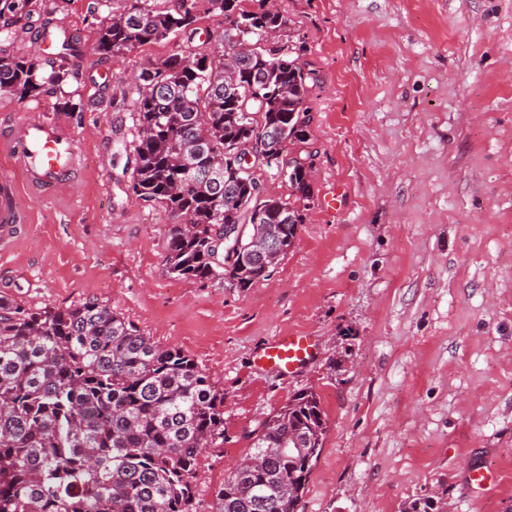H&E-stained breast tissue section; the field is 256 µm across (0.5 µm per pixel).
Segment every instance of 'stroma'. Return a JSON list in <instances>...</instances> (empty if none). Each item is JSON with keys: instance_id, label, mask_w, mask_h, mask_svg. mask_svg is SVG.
Returning a JSON list of instances; mask_svg holds the SVG:
<instances>
[{"instance_id": "35a3bbf8", "label": "stroma", "mask_w": 512, "mask_h": 512, "mask_svg": "<svg viewBox=\"0 0 512 512\" xmlns=\"http://www.w3.org/2000/svg\"><path fill=\"white\" fill-rule=\"evenodd\" d=\"M136 0H38L0 49L55 59L87 48ZM314 81L312 198L293 248L242 291L165 271L174 219L125 190L112 106L131 72L177 52L68 58L62 93L0 98L80 138L84 172L56 197L23 194L0 254V296L24 307L100 301L191 356L224 394V445L199 458L198 512L249 435L299 390L326 416L299 512H512V0H278ZM71 96L73 108L62 107ZM340 195L335 209L326 198ZM282 332L317 336L294 377L258 365ZM495 472L473 492L468 474Z\"/></svg>"}]
</instances>
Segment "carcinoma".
Returning <instances> with one entry per match:
<instances>
[{"instance_id": "1", "label": "carcinoma", "mask_w": 512, "mask_h": 512, "mask_svg": "<svg viewBox=\"0 0 512 512\" xmlns=\"http://www.w3.org/2000/svg\"><path fill=\"white\" fill-rule=\"evenodd\" d=\"M246 0H207L224 17L221 50L195 44L200 0H143L102 23L93 52L122 57L151 42L183 50L142 67L114 107L132 113L137 137L128 189L176 219L166 272L248 289L273 267L252 244L265 215L268 240L290 250L311 198L307 165L311 72L289 43L290 20ZM33 0H0V14ZM274 34V46H261ZM249 54L229 64L241 43ZM69 70L0 53V96L59 90ZM273 131L303 157L266 196L254 177ZM251 169L210 176L209 162L249 141ZM247 225L240 243L224 225ZM326 418L301 390L254 432L251 451L215 491L216 512H297ZM224 444V394L193 358L155 342L136 323L92 301L31 311L0 297V512H197L192 479L203 449Z\"/></svg>"}]
</instances>
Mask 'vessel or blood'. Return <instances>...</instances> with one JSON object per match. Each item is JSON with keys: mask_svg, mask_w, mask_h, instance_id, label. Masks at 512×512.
Returning <instances> with one entry per match:
<instances>
[{"mask_svg": "<svg viewBox=\"0 0 512 512\" xmlns=\"http://www.w3.org/2000/svg\"><path fill=\"white\" fill-rule=\"evenodd\" d=\"M0 153L12 161L11 172L0 175V249L9 247L20 232L25 213L19 188L27 186L41 196L55 194L73 183L82 165L77 136L47 112H30L5 119ZM314 337L283 333L261 346L256 360L291 377L314 358Z\"/></svg>", "mask_w": 512, "mask_h": 512, "instance_id": "b4317fda", "label": "vessel or blood"}]
</instances>
